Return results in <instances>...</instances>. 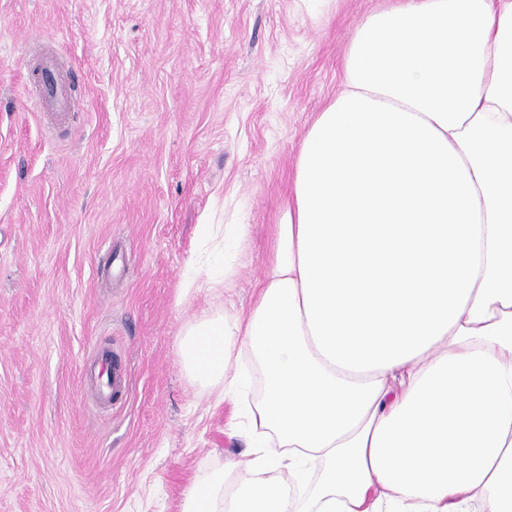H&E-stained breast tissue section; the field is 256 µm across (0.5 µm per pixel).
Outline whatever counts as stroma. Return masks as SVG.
<instances>
[{"instance_id":"35a3bbf8","label":"stroma","mask_w":512,"mask_h":512,"mask_svg":"<svg viewBox=\"0 0 512 512\" xmlns=\"http://www.w3.org/2000/svg\"><path fill=\"white\" fill-rule=\"evenodd\" d=\"M388 4L0 0V512H182L245 453L179 341L256 302L305 135ZM52 49L82 101L64 124L30 104ZM202 224L249 235L225 282L188 291ZM101 349L123 403L83 377Z\"/></svg>"}]
</instances>
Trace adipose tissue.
<instances>
[{
  "label": "adipose tissue",
  "mask_w": 512,
  "mask_h": 512,
  "mask_svg": "<svg viewBox=\"0 0 512 512\" xmlns=\"http://www.w3.org/2000/svg\"><path fill=\"white\" fill-rule=\"evenodd\" d=\"M179 347L249 446L183 512H512V0L357 23L257 302Z\"/></svg>",
  "instance_id": "1"
}]
</instances>
